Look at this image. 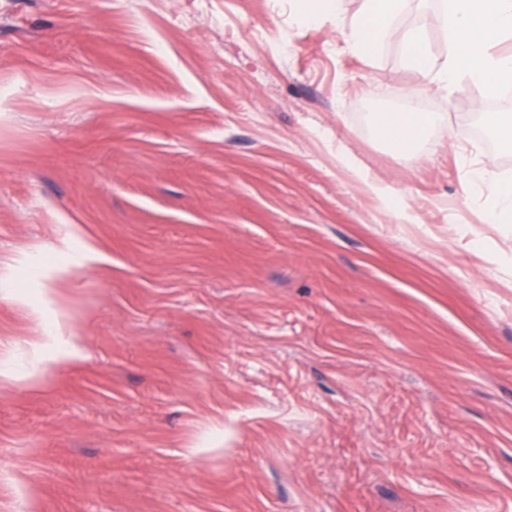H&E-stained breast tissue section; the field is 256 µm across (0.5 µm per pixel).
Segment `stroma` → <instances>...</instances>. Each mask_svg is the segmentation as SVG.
Returning a JSON list of instances; mask_svg holds the SVG:
<instances>
[{"label": "stroma", "instance_id": "obj_1", "mask_svg": "<svg viewBox=\"0 0 512 512\" xmlns=\"http://www.w3.org/2000/svg\"><path fill=\"white\" fill-rule=\"evenodd\" d=\"M303 16L0 0V512H512V224L462 189L512 91ZM411 109L459 140L393 152ZM447 130L448 120L443 113L436 112H386L378 121L379 133L387 139L401 155L413 154L422 135L433 128ZM61 347L65 348V353L71 356L78 355L80 351L74 337L68 341L58 327L56 331L47 332L45 336H42L41 341L36 345L35 353L51 354Z\"/></svg>", "mask_w": 512, "mask_h": 512}]
</instances>
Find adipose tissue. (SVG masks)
<instances>
[{
    "instance_id": "ef3b65f1",
    "label": "adipose tissue",
    "mask_w": 512,
    "mask_h": 512,
    "mask_svg": "<svg viewBox=\"0 0 512 512\" xmlns=\"http://www.w3.org/2000/svg\"><path fill=\"white\" fill-rule=\"evenodd\" d=\"M408 0H363L351 20L336 26L353 47L378 46L400 36L408 66L422 79L454 88L469 79L489 96L512 87V54L494 52L495 43L512 39V0H442V24L447 52L438 57L428 48L424 26L415 25L395 33L392 22ZM445 114L436 112H386L378 121L380 134L402 155L415 152L422 135L447 127Z\"/></svg>"
}]
</instances>
